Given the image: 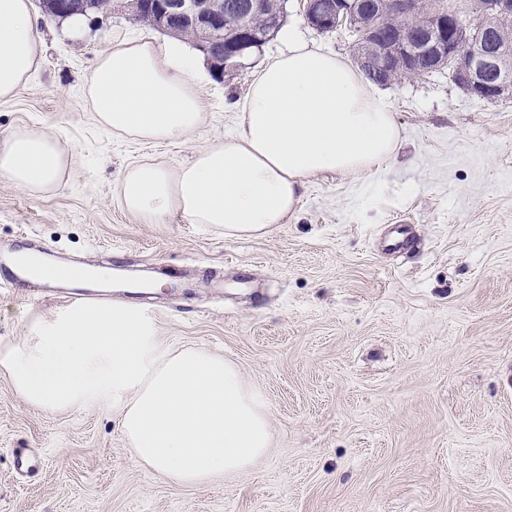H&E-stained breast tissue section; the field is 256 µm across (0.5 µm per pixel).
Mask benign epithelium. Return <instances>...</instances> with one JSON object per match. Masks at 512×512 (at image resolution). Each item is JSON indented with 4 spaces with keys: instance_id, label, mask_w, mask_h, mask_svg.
<instances>
[{
    "instance_id": "7a95c632",
    "label": "benign epithelium",
    "mask_w": 512,
    "mask_h": 512,
    "mask_svg": "<svg viewBox=\"0 0 512 512\" xmlns=\"http://www.w3.org/2000/svg\"><path fill=\"white\" fill-rule=\"evenodd\" d=\"M375 16L365 22L364 0H324L322 10L306 0L307 24L327 33L346 25L358 39L376 46L373 56L358 55L360 66L371 64L377 73L387 72L394 59L422 61L434 71L447 67L455 83L466 93L487 101L512 98V30L500 22L512 18V0H469L471 13L478 19L466 24L460 14L448 9L447 0H430L427 13L421 0H373ZM62 11L97 15L95 0H60ZM145 12L161 30L190 27L200 33V50L222 77L245 67L228 62L224 53V2L222 0H145ZM392 17L405 21L394 38L385 22Z\"/></svg>"
}]
</instances>
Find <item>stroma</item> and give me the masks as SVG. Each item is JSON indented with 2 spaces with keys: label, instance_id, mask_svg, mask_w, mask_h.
I'll return each instance as SVG.
<instances>
[{
  "label": "stroma",
  "instance_id": "35a3bbf8",
  "mask_svg": "<svg viewBox=\"0 0 512 512\" xmlns=\"http://www.w3.org/2000/svg\"><path fill=\"white\" fill-rule=\"evenodd\" d=\"M303 3L288 0L285 26L352 58L349 30H314ZM39 23L42 59L0 100V137L51 134L69 169L41 197L0 178V248L25 239L96 270L125 255L153 264L161 340L236 363L264 396L274 443L252 471L176 489L132 463L111 404L37 408L0 372V512H512V99L471 96L446 68L381 86L397 156L309 178L270 235L228 240L177 214L140 223L119 207V183L138 159L176 167L231 135L253 73L285 40L199 84L207 120L189 142L152 144L101 127L85 89L110 41L169 34L124 10L78 35ZM393 224L410 225L418 252L380 249ZM61 309L5 290L0 342ZM18 448L45 453L23 481Z\"/></svg>",
  "mask_w": 512,
  "mask_h": 512
}]
</instances>
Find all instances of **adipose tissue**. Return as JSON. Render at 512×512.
Here are the masks:
<instances>
[{
    "mask_svg": "<svg viewBox=\"0 0 512 512\" xmlns=\"http://www.w3.org/2000/svg\"><path fill=\"white\" fill-rule=\"evenodd\" d=\"M42 53L31 0H0V100L15 95ZM198 72L178 42L126 38L100 52L86 92L112 132L180 142L204 123ZM400 146L395 115L365 76L293 39L251 80L234 134L175 168L132 164L118 204L144 224L178 213L228 239L261 238L296 210L307 179L380 168ZM66 167L48 134L19 129L0 139V177L26 194L57 191ZM0 371L34 407L111 402L132 462L174 488L250 471L273 444L265 400L237 364L202 348L171 349L131 305L33 318L23 340L0 344Z\"/></svg>",
    "mask_w": 512,
    "mask_h": 512,
    "instance_id": "obj_1",
    "label": "adipose tissue"
}]
</instances>
